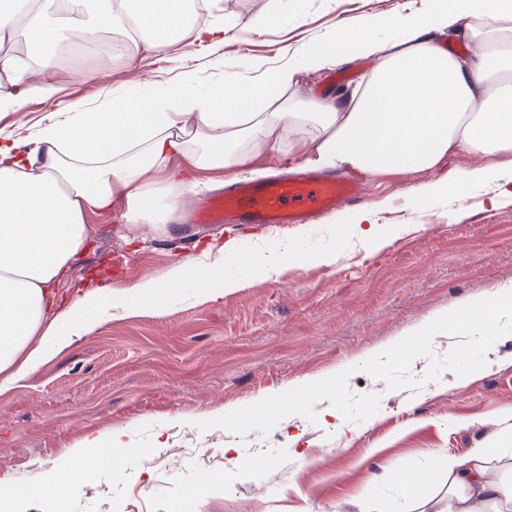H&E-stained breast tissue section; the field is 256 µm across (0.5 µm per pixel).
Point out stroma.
<instances>
[{
    "mask_svg": "<svg viewBox=\"0 0 512 512\" xmlns=\"http://www.w3.org/2000/svg\"><path fill=\"white\" fill-rule=\"evenodd\" d=\"M421 0H218L214 14L226 28L223 45L207 52L190 39L159 51L137 49L134 61L111 60L102 80L75 81L57 66L51 100L21 97L0 112V129L39 128L66 105L101 106L103 91H134L153 75L174 80L193 73L206 85L234 73L252 77L258 59L286 60L324 41L340 20L367 23L389 37L385 18L420 7ZM359 60L303 77L300 92L320 96L352 82L366 69ZM284 146L265 145L230 175L200 171L192 207L203 206L227 178L262 181L271 167L302 162ZM488 167L492 180L464 199L411 196L445 172ZM512 174V156L460 151L440 168L363 176L362 207L385 224L381 247L349 228L333 236L324 221L275 230L260 224H130L121 210L86 218L89 243L56 288L58 308L86 291L111 288L122 297L130 285L163 280L177 262L201 258L206 242L235 237L239 250L224 268L241 269L240 257L281 246L302 253L335 252L329 266L292 268L278 280L258 282L203 302L184 287L159 313L102 322L88 336L22 380L0 388V470L24 482L44 478L88 433L125 429L135 452L120 472L99 471L69 497L64 512H126L139 492L146 512H355L352 500L372 474L425 468L429 453L464 454L493 435L512 444V334L500 338L487 365L470 378L443 372L421 388L388 389L358 372L348 385L380 397L378 412L353 425L345 440L325 424L329 401H319L317 422L291 416L269 434L237 436L199 430L196 417L250 405L274 390L363 363L410 325L459 301L512 283V199L497 195L496 175ZM198 441L216 439L224 449V473L205 479L197 459L187 458L162 477L144 473L143 454L157 451L173 433Z\"/></svg>",
    "mask_w": 512,
    "mask_h": 512,
    "instance_id": "1",
    "label": "stroma"
}]
</instances>
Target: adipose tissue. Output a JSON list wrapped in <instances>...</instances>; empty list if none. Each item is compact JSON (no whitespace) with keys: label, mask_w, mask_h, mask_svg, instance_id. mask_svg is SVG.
<instances>
[{"label":"adipose tissue","mask_w":512,"mask_h":512,"mask_svg":"<svg viewBox=\"0 0 512 512\" xmlns=\"http://www.w3.org/2000/svg\"><path fill=\"white\" fill-rule=\"evenodd\" d=\"M213 2L199 0L191 18L184 0H0V110L24 93L48 99L56 92L53 84L29 82L30 70L10 50L17 37L59 41L75 33L111 59L127 57L124 38L132 29L149 49L186 34L210 47L224 40ZM385 25L392 38L342 21L294 60L258 63L248 81L231 73L209 87L192 75L169 84L148 78L134 94H113L105 109L75 105L38 132L0 130V385L37 370L68 340L111 317L108 288L50 312L53 288L87 244L88 213L122 203L128 223H169L194 190L196 172L244 166L259 142L304 149L316 169L368 175L430 170L458 151L512 153V0H425L423 9ZM353 55L374 65L351 89L298 96L302 77ZM179 157L187 165H176ZM237 248L234 238L208 242L203 260L177 263L164 282L131 286L124 310H163L189 284L201 299L219 303L288 267L335 259L330 251L260 250L242 257V275L226 274L222 259ZM133 450L126 430L86 434L41 482L0 472V502L64 504L101 467L119 470ZM501 459L491 440L465 455L431 454L426 470H394L386 478L403 490L404 512H420L416 488L441 475L448 496L434 501L433 512H512V480L492 474Z\"/></svg>","instance_id":"1"}]
</instances>
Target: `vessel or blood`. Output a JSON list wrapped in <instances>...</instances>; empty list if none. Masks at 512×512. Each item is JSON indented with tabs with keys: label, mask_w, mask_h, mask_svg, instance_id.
<instances>
[{
	"label": "vessel or blood",
	"mask_w": 512,
	"mask_h": 512,
	"mask_svg": "<svg viewBox=\"0 0 512 512\" xmlns=\"http://www.w3.org/2000/svg\"><path fill=\"white\" fill-rule=\"evenodd\" d=\"M359 192L356 183L340 178L240 181L195 211L191 220L196 224H301L311 216L336 211Z\"/></svg>",
	"instance_id": "vessel-or-blood-1"
}]
</instances>
